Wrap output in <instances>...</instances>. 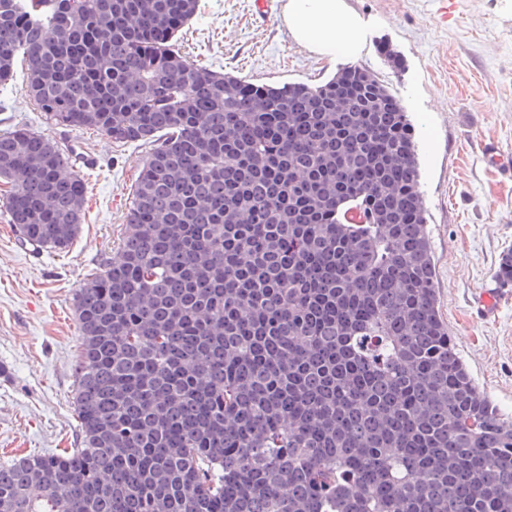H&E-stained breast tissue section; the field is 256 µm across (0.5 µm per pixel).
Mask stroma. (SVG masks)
Instances as JSON below:
<instances>
[{
    "label": "stroma",
    "instance_id": "stroma-1",
    "mask_svg": "<svg viewBox=\"0 0 512 512\" xmlns=\"http://www.w3.org/2000/svg\"><path fill=\"white\" fill-rule=\"evenodd\" d=\"M273 2L263 17L253 0H199L176 47L212 70L276 86L319 84L356 64L400 100L415 126L440 316L475 382L512 417V282L497 277L512 252V178L480 152L491 141L512 153V0H346L366 42L358 56L333 61L293 40L285 0ZM25 78L16 66L0 91V133L23 127L77 141L100 164L88 179L85 221L65 252L22 249L0 203V462L79 443L73 297L116 250L148 151L54 124L22 93ZM488 288L501 296L484 318L476 299Z\"/></svg>",
    "mask_w": 512,
    "mask_h": 512
}]
</instances>
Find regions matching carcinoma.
<instances>
[{
    "mask_svg": "<svg viewBox=\"0 0 512 512\" xmlns=\"http://www.w3.org/2000/svg\"><path fill=\"white\" fill-rule=\"evenodd\" d=\"M197 10L0 0V86L22 60L47 118L148 146L74 297L80 447L0 463V512H512V419L440 317L407 112L357 65H197L173 43ZM0 181L21 244L71 245L66 150L0 134Z\"/></svg>",
    "mask_w": 512,
    "mask_h": 512,
    "instance_id": "cac0c4a2",
    "label": "carcinoma"
}]
</instances>
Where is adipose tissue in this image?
Returning <instances> with one entry per match:
<instances>
[{
	"instance_id": "1",
	"label": "adipose tissue",
	"mask_w": 512,
	"mask_h": 512,
	"mask_svg": "<svg viewBox=\"0 0 512 512\" xmlns=\"http://www.w3.org/2000/svg\"><path fill=\"white\" fill-rule=\"evenodd\" d=\"M283 20L295 41L329 59L358 55L365 40L361 19L344 0H286Z\"/></svg>"
}]
</instances>
